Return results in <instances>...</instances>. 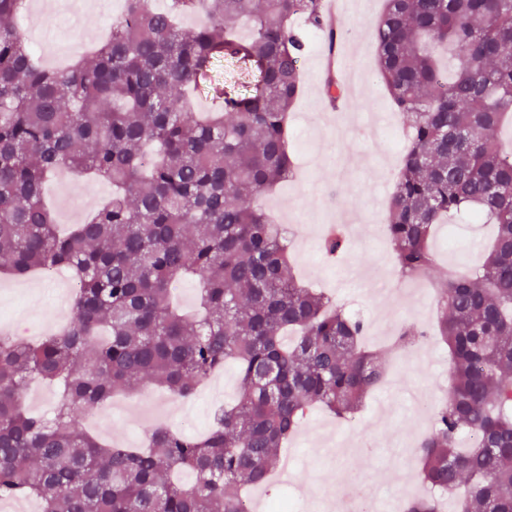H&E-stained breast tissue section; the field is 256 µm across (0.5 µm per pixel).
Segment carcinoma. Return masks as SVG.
Wrapping results in <instances>:
<instances>
[{
  "instance_id": "1",
  "label": "carcinoma",
  "mask_w": 512,
  "mask_h": 512,
  "mask_svg": "<svg viewBox=\"0 0 512 512\" xmlns=\"http://www.w3.org/2000/svg\"><path fill=\"white\" fill-rule=\"evenodd\" d=\"M111 35L70 65L35 57L0 0V273L60 268L76 279L67 327L39 341L0 334V500L43 512H248L306 411L348 418L384 379L366 324L296 281L288 233L254 206L292 177L288 110L304 44L294 22L327 24L325 0H124ZM206 21L189 30L182 15ZM376 79L407 118L388 203L395 275L436 287L448 395L413 448L429 496L401 512H512V0H384L372 32ZM253 80L226 85L224 64ZM211 94L197 112L192 98ZM87 173L109 199L66 233L48 180ZM462 212L495 225L474 274L440 265L433 228ZM348 244L328 227L326 254ZM196 284L197 314L173 302ZM427 327L403 324L395 351ZM234 403L202 437L156 427L145 448L103 444L82 415L119 392L193 396L228 362ZM31 378L53 384L52 415L26 408Z\"/></svg>"
}]
</instances>
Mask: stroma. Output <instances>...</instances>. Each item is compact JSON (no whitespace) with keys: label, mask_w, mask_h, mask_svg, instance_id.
Segmentation results:
<instances>
[{"label":"stroma","mask_w":512,"mask_h":512,"mask_svg":"<svg viewBox=\"0 0 512 512\" xmlns=\"http://www.w3.org/2000/svg\"><path fill=\"white\" fill-rule=\"evenodd\" d=\"M62 0H37V5L18 22L25 35L43 32L60 35L64 49L54 51L49 62L66 64L83 48L103 39L112 25L111 12L121 9L120 0L112 8L87 10L76 28H64ZM383 7V0H368L364 10L342 16V26L352 36L345 50H358L366 68L375 66V43L371 33ZM325 44L309 49L303 57V90L288 114V136L298 165L297 178L259 197L275 223L294 222L304 234L302 248L293 252L298 277L323 288L337 302L360 311L368 326L367 339L379 344L393 335L404 322H423L433 290L416 283L421 307L402 308L387 294L393 273L386 237L372 238L373 228H384L387 202L404 155L405 142L400 129L391 125L385 132L372 134L370 121L380 115L390 119L395 111L385 88L370 81L352 108L361 113L360 122H350L345 113L331 110L322 102V58ZM109 185L92 178L62 176L48 186V197L58 224H65V212L75 203L92 211L109 194ZM344 206L355 213L358 223L350 227L348 247L339 257L326 258L319 247L325 225L336 223V208ZM490 228L470 223L468 217L453 218L449 228L436 231L437 257L473 269L480 262L482 246ZM56 286L36 275L0 286V328L15 336L34 339L39 327L58 316ZM410 364L403 365L385 356L388 372L385 384L367 398L355 418L343 421L312 410L289 440L287 449L296 466L290 487L304 491L325 485L346 490L359 484L371 486L380 495L401 493L402 486L392 470L407 449V437L419 433L424 425L414 412L413 397H436L448 382V353L437 347L434 357L411 352ZM223 381L209 380L193 396L191 412L196 432L208 429L214 410L236 395L237 369L227 364ZM165 395L146 387L114 400L120 406L106 422L82 421L83 429L106 441L132 436L134 444L146 439L154 425L179 429L183 420L164 409Z\"/></svg>","instance_id":"stroma-1"}]
</instances>
